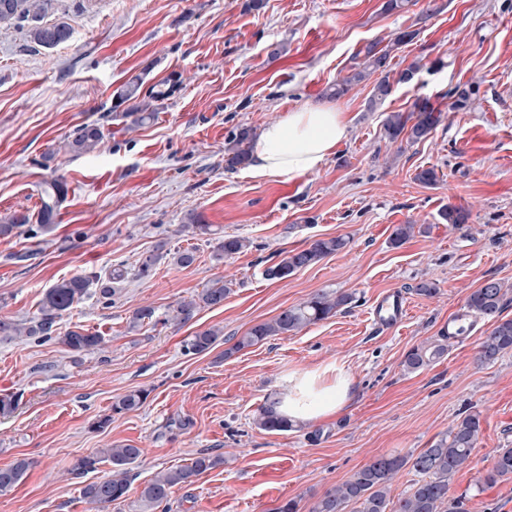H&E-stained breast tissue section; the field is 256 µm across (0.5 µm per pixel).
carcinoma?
<instances>
[{
  "label": "carcinoma",
  "mask_w": 512,
  "mask_h": 512,
  "mask_svg": "<svg viewBox=\"0 0 512 512\" xmlns=\"http://www.w3.org/2000/svg\"><path fill=\"white\" fill-rule=\"evenodd\" d=\"M57 0H0V24H18L26 29L29 40L39 46L53 48L67 42L71 37L70 27L64 22L49 23L46 18L54 13ZM418 36L416 30H405L396 34L390 45H382L375 40L366 45L363 62L346 77L331 88V95L340 97L353 86L365 81L374 73L380 78L374 83L369 109H374L392 92L390 81V51L394 46L412 42ZM179 87L178 82H163L148 91L142 90V82L136 78L127 82L117 95V105L131 100L136 104L129 108L138 112V121L151 117V99L169 96ZM441 121V113L428 103L414 105L413 114L404 112L389 113L383 123L384 133L391 142L404 136L415 143L425 138ZM254 132L242 127L228 138L225 162L231 168L244 167L249 162V143ZM102 139L101 130L91 124H82L71 130L66 136V145L75 153L94 150ZM60 203V190L56 182H46L41 191V208L38 222L44 227L54 223ZM440 218L447 224L460 227L469 220V212L455 205H448L440 212ZM415 231L413 224L397 225L390 238V244L399 247L409 240ZM347 241L342 237L317 239L303 249L287 252L277 263L265 271L266 278L282 280L297 270L313 265L322 258L344 249ZM250 241L234 236L224 237L216 243L215 256L220 259L235 255L249 248ZM101 281L96 273L79 274L64 279L47 289L39 308V315L29 324L16 323L8 319L0 320V338L12 340L19 336H47L51 333L56 319L70 310L84 297L90 294V287ZM230 288L221 284L207 288L190 299H183L173 309V315L166 321L185 324L192 320L202 307H216L224 304V298ZM509 289L504 283L488 279L474 290L466 300V311L476 318L491 323V330L482 338L476 354V363L480 366L495 362L504 354L512 351V319H503ZM352 301V295L345 292L329 294L317 293L306 301L292 306L274 319L259 323L240 337L226 354L239 352L254 346L271 336H288L334 315L336 311ZM157 322L156 310L150 305L135 309L130 317V327ZM223 336L218 327L197 332L184 342V351L188 354H202L209 351ZM68 351L76 354L92 352L102 343V337L83 328L68 330L60 337ZM448 353V335L412 348L403 361L404 370L416 372L428 367ZM145 390H133L112 404L116 414L140 409L146 402ZM279 400L269 396L258 409L255 423L269 432H286L291 429L288 418L282 416L277 405ZM483 418L479 412H470L459 418L448 429L446 437L438 440L429 448L408 456H377L372 458L349 479L326 492L310 508V512H468L466 499L452 498L449 495L450 484L457 472L470 463L482 430ZM142 455V449L132 445H114L102 448L96 454L78 459L70 473L82 475L97 468L101 462L112 465V476L93 481L83 486L81 493L95 512H106L115 501L124 499L131 490L129 465ZM223 463L216 455L202 453L184 466L159 472L138 493L142 512H169L171 489L176 486H189L202 474ZM31 461L25 457L15 459L11 464L0 467V493H6L16 487L27 474ZM412 470L418 479L411 488L397 500L390 496L391 482L403 468ZM512 478V447L494 450V463L487 472L483 484L493 486L500 481Z\"/></svg>",
  "instance_id": "obj_1"
}]
</instances>
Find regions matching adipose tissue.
<instances>
[{
  "label": "adipose tissue",
  "mask_w": 512,
  "mask_h": 512,
  "mask_svg": "<svg viewBox=\"0 0 512 512\" xmlns=\"http://www.w3.org/2000/svg\"><path fill=\"white\" fill-rule=\"evenodd\" d=\"M348 136L334 107L301 105L261 128L248 170L255 177H294L318 170ZM354 397L353 382L341 365L293 372L278 393L279 412L293 425L315 422L342 411Z\"/></svg>",
  "instance_id": "obj_1"
}]
</instances>
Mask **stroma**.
I'll list each match as a JSON object with an SVG mask.
<instances>
[{"label":"stroma","mask_w":512,"mask_h":512,"mask_svg":"<svg viewBox=\"0 0 512 512\" xmlns=\"http://www.w3.org/2000/svg\"><path fill=\"white\" fill-rule=\"evenodd\" d=\"M383 3L265 0L254 11L249 0H64L55 18L72 37L52 49L0 26V217L28 218L0 237V317L29 322L61 280L124 274L111 298L95 293L63 313L56 338L0 342V395L19 400L0 417V466L32 462L0 494V512H89L82 487L112 467L79 476L70 468L118 444L143 455L130 467L128 497L107 512H140L144 483L206 452L223 464L174 488L172 512H273L288 499L309 512L373 457L418 453L474 410L483 431L451 493L466 495L470 512H512V480L483 485L494 449L512 447V351L477 366L490 330L478 319L436 364L414 373L402 366L409 350L439 338L484 279L512 287V0H418L392 13ZM410 27L418 36L392 52L391 70L419 63L412 81L394 83L372 111L369 79L328 98L367 43ZM174 73L182 86L154 101L150 121L135 124L116 108L130 79L149 88ZM463 87L471 98L458 111L453 93ZM419 100L441 109L442 122L419 142H389L387 114L411 112ZM300 104L336 107L349 123L317 172L253 178L226 169L233 131L260 129ZM80 124L96 125L103 139L78 155L64 144ZM429 167L438 173L433 186L415 179ZM52 179L66 194L46 229L36 217L40 187ZM451 204L469 209L468 224L442 222ZM192 213L249 248L215 259L214 240L187 227ZM399 224L419 231L395 248ZM331 237L346 247L287 279L265 277L279 256ZM161 241L167 256L140 275ZM190 248L196 262L176 265L173 253ZM218 280L231 288L223 306L168 322L177 302ZM426 280L437 283L436 296L416 294ZM393 289L407 294L411 310L390 332L370 312ZM336 291L353 301L333 316L232 352L255 324ZM144 305L157 323L130 328ZM77 326L101 335L100 349L67 351L58 337ZM213 326L223 338L211 351L184 353L189 336ZM336 363L353 380L347 408L287 432L255 425L289 372ZM138 389L148 393L141 409L113 413L119 397Z\"/></svg>","instance_id":"35a3bbf8"}]
</instances>
